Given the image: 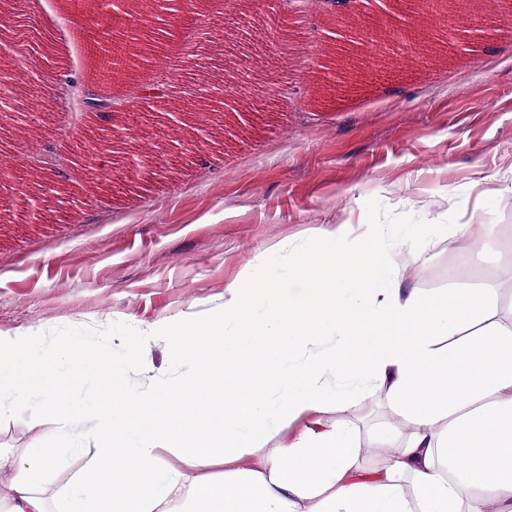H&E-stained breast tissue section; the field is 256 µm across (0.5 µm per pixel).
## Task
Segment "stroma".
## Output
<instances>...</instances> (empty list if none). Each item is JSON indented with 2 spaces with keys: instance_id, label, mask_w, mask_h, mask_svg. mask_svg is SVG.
Returning a JSON list of instances; mask_svg holds the SVG:
<instances>
[{
  "instance_id": "35a3bbf8",
  "label": "stroma",
  "mask_w": 512,
  "mask_h": 512,
  "mask_svg": "<svg viewBox=\"0 0 512 512\" xmlns=\"http://www.w3.org/2000/svg\"><path fill=\"white\" fill-rule=\"evenodd\" d=\"M239 16L265 31L268 44L246 48L240 31L216 32L225 0H194L191 11L157 10L154 24L173 34L172 62L142 68L120 96L128 111L143 109V92L159 80L191 83L192 47L210 44L213 74L237 101L234 117L215 112L212 143L197 144L194 121L180 130L133 129L96 153L92 169L69 171L70 187L89 201L53 209L32 224L24 207L29 183L0 191V333L80 336L88 348L127 356L141 347L144 381L185 374L177 322L207 318L224 305L228 284L243 280L267 256L288 275L295 251L321 227L346 225L363 243L373 225L486 224L492 248L466 252L445 238L405 242L393 255L407 289L496 288L512 308V13L476 47L444 37L434 23L420 54L390 56L387 75L372 76L337 107L318 112L319 67L336 59L322 0H309L299 30L280 45L281 28L265 0H236ZM250 69L242 83L237 74ZM108 114L76 111L70 129L56 124L0 128V168L27 173L29 155L61 150L64 138L109 128ZM188 148L166 175L129 169L126 152L155 154L158 129ZM236 377L215 376L209 391L226 415L277 388L260 357ZM349 420L369 467L383 465L375 430L394 420L386 395L347 410L304 414L261 444L288 442L313 422Z\"/></svg>"
}]
</instances>
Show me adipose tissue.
Returning <instances> with one entry per match:
<instances>
[{
  "mask_svg": "<svg viewBox=\"0 0 512 512\" xmlns=\"http://www.w3.org/2000/svg\"><path fill=\"white\" fill-rule=\"evenodd\" d=\"M441 234L463 250L487 246L480 224H416L391 240ZM214 317L182 320L191 383L235 374L260 355L281 395L232 417L192 390L142 389L137 355L115 361L65 337L42 346L0 336V420L43 415L48 441L0 453L8 512H512V321L493 287L403 291L389 254L319 229L288 281L275 258L227 287ZM274 345L259 349L261 337ZM79 376L112 389L76 397ZM387 393L408 428L386 424L382 468L364 469L348 422L307 427L239 470L260 438L294 417ZM95 459L54 498L43 489L64 455Z\"/></svg>",
  "mask_w": 512,
  "mask_h": 512,
  "instance_id": "ef3b65f1",
  "label": "adipose tissue"
}]
</instances>
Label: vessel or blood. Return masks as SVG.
<instances>
[{
    "label": "vessel or blood",
    "mask_w": 512,
    "mask_h": 512,
    "mask_svg": "<svg viewBox=\"0 0 512 512\" xmlns=\"http://www.w3.org/2000/svg\"><path fill=\"white\" fill-rule=\"evenodd\" d=\"M72 41L81 51L87 77L105 96L120 93L124 81L134 78L141 69L139 59L133 58L124 44L94 41L87 36L84 27L73 30Z\"/></svg>",
    "instance_id": "b4317fda"
}]
</instances>
